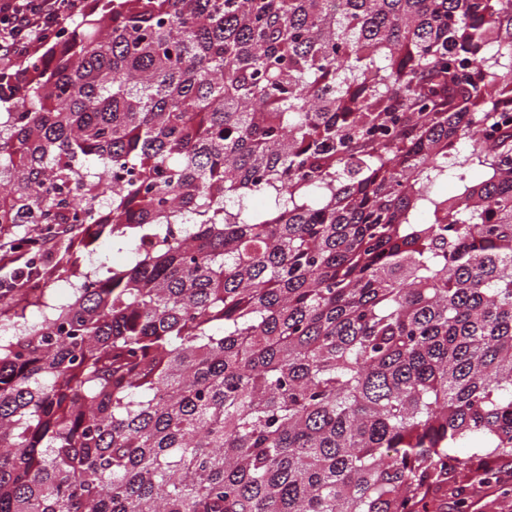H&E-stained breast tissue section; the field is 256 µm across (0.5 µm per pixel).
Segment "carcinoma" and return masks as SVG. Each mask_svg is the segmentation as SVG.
Listing matches in <instances>:
<instances>
[{
	"label": "carcinoma",
	"instance_id": "carcinoma-1",
	"mask_svg": "<svg viewBox=\"0 0 512 512\" xmlns=\"http://www.w3.org/2000/svg\"><path fill=\"white\" fill-rule=\"evenodd\" d=\"M98 2L0 111V253L72 279L0 287V512H469L512 458V0ZM89 224L133 262L81 269Z\"/></svg>",
	"mask_w": 512,
	"mask_h": 512
}]
</instances>
